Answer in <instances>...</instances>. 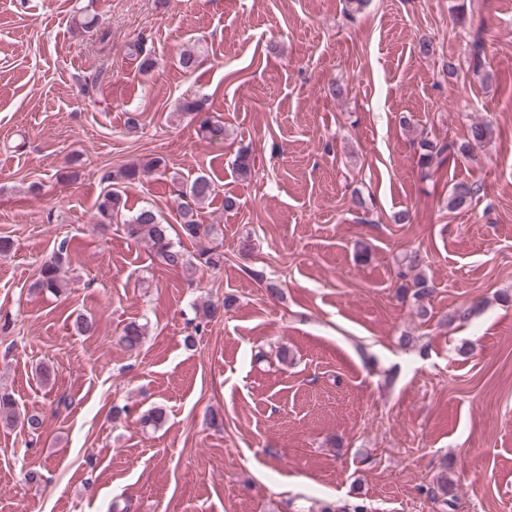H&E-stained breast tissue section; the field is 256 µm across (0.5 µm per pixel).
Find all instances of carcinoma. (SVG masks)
<instances>
[{"label":"carcinoma","instance_id":"1","mask_svg":"<svg viewBox=\"0 0 512 512\" xmlns=\"http://www.w3.org/2000/svg\"><path fill=\"white\" fill-rule=\"evenodd\" d=\"M490 134L491 129L488 124L474 123L469 128L466 142L460 145L453 141L440 145L424 139L420 143L418 162L426 167L431 164L436 155L440 156L446 152L454 154L458 151H469L481 146ZM159 168H161V162L154 160L141 169L132 167L120 170L114 176H107V179L132 182L138 180L140 175L149 174ZM479 191L480 188L477 185L466 181L453 183L448 192V209L453 210L463 206L475 197ZM214 196H216V185L205 174H200L183 185L182 189L179 190L181 203L178 207L181 221L178 222L179 231L176 232L173 225L162 223L155 211L149 208H143L127 219H118V216L121 215V208L125 207V203L122 202L120 191L109 189L103 194L102 200L98 204L99 223L113 224L117 220L121 221L123 233L128 238L147 244L155 256L167 266L188 271L192 269V264L187 253L181 248V242L173 241V237H184L199 243L204 240L217 239V226L200 223L198 213L202 204ZM70 263L68 245L62 242L59 244L56 253L41 264L34 287L49 293L59 292L64 287ZM409 290L418 304L419 315L427 316L424 301L434 292L431 281L426 276L418 273L413 277ZM145 335L146 325L132 321L123 327L119 344L128 352H136L141 347ZM0 423L7 427L21 424L27 428L29 434L35 436L38 435L43 426V420L37 415L20 418L12 395L2 391L0 392Z\"/></svg>","mask_w":512,"mask_h":512}]
</instances>
